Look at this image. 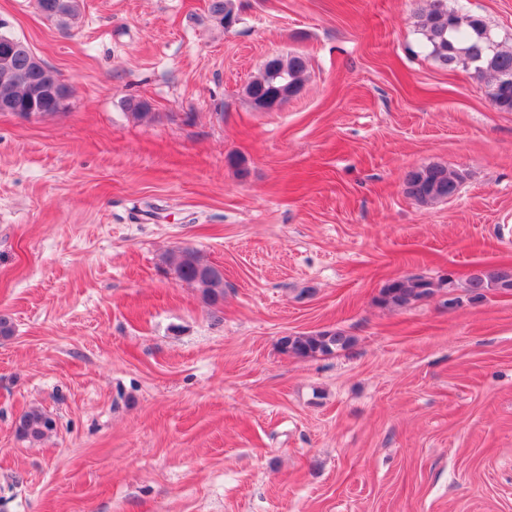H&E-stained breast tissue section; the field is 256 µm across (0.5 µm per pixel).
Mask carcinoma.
<instances>
[{"instance_id": "cac0c4a2", "label": "carcinoma", "mask_w": 512, "mask_h": 512, "mask_svg": "<svg viewBox=\"0 0 512 512\" xmlns=\"http://www.w3.org/2000/svg\"><path fill=\"white\" fill-rule=\"evenodd\" d=\"M37 9L48 20L68 28L79 19L81 0H36ZM210 17L227 28L237 20L235 0H209ZM418 31L423 36L429 55L442 67H462L473 71L485 81L487 94L494 107L512 112V49L499 47L486 22L474 15H461L448 7L446 0H429L419 15ZM307 71V59L299 54L280 56L260 69L245 88L252 106L264 102L283 103L302 88ZM62 81L57 73L41 60L29 44L0 24V102L8 101L33 118L58 113L55 95ZM461 174L447 167L432 164L412 169L405 175L407 195L414 201L429 205L446 200L442 188L451 182H461ZM173 266L176 277L195 286L205 302L216 306L224 300V284L199 274V268L209 262L194 249L184 247L174 257L165 259ZM467 291L479 299L490 290H512V266L493 270H476L465 282ZM453 281L435 283L422 277H401L386 283L379 302L385 306L407 307L426 299ZM353 338L340 331H324L310 335H289L280 340L281 350L297 357H311L346 349ZM54 419L39 408H31L19 417L17 433L37 442L54 430Z\"/></svg>"}]
</instances>
